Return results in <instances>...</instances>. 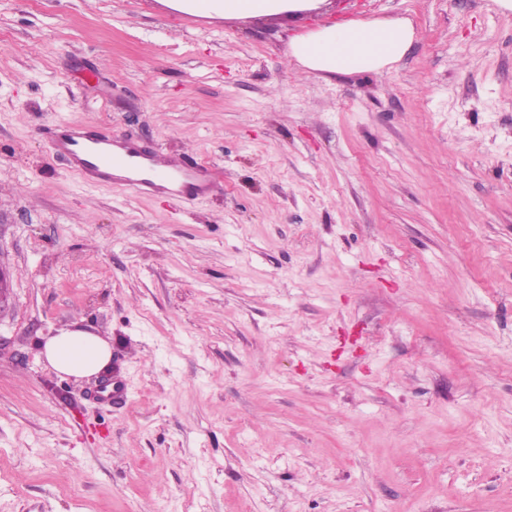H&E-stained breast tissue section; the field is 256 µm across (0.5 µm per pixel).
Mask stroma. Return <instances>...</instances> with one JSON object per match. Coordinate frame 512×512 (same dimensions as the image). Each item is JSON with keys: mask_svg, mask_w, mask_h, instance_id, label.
Instances as JSON below:
<instances>
[{"mask_svg": "<svg viewBox=\"0 0 512 512\" xmlns=\"http://www.w3.org/2000/svg\"><path fill=\"white\" fill-rule=\"evenodd\" d=\"M392 19L383 71L288 56ZM67 120L215 189L85 186ZM0 264V512H512V12L0 0ZM74 326L111 336L103 377L41 356ZM166 12L175 13L183 19L213 18L260 19L281 15L294 17L295 13L319 9L327 0H159ZM181 1H191L198 11L185 12L170 7H178Z\"/></svg>", "mask_w": 512, "mask_h": 512, "instance_id": "obj_1", "label": "stroma"}]
</instances>
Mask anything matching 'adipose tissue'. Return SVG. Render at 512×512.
<instances>
[{"label":"adipose tissue","instance_id":"ef3b65f1","mask_svg":"<svg viewBox=\"0 0 512 512\" xmlns=\"http://www.w3.org/2000/svg\"><path fill=\"white\" fill-rule=\"evenodd\" d=\"M198 11L222 19H260L319 9L325 0H192ZM414 36L405 20L341 23L296 37L289 53L311 72H378L399 61ZM55 371L81 379L105 370L112 359L108 339L81 328L63 329L43 344Z\"/></svg>","mask_w":512,"mask_h":512}]
</instances>
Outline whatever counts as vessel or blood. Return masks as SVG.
<instances>
[{
    "label": "vessel or blood",
    "instance_id": "obj_1",
    "mask_svg": "<svg viewBox=\"0 0 512 512\" xmlns=\"http://www.w3.org/2000/svg\"><path fill=\"white\" fill-rule=\"evenodd\" d=\"M47 148L51 155L63 158L70 172L89 186L186 201L212 190L211 174L186 158L99 134L85 122L57 124L48 132Z\"/></svg>",
    "mask_w": 512,
    "mask_h": 512
}]
</instances>
